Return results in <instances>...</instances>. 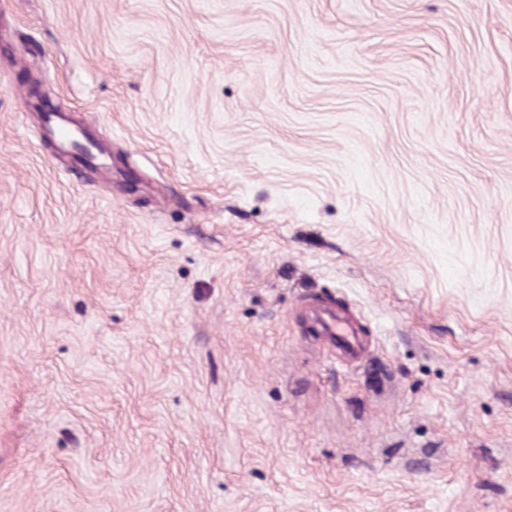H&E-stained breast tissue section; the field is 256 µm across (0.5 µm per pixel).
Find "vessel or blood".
I'll use <instances>...</instances> for the list:
<instances>
[{
	"mask_svg": "<svg viewBox=\"0 0 512 512\" xmlns=\"http://www.w3.org/2000/svg\"><path fill=\"white\" fill-rule=\"evenodd\" d=\"M43 133L54 143L57 153L77 155L93 165L100 163L104 156L100 143L91 138L85 128L74 125L66 113H47ZM305 331L352 361L361 360L369 348L364 327L355 312L330 301L320 302L308 311Z\"/></svg>",
	"mask_w": 512,
	"mask_h": 512,
	"instance_id": "b4317fda",
	"label": "vessel or blood"
}]
</instances>
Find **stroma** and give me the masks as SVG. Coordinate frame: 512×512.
<instances>
[{"instance_id": "stroma-1", "label": "stroma", "mask_w": 512, "mask_h": 512, "mask_svg": "<svg viewBox=\"0 0 512 512\" xmlns=\"http://www.w3.org/2000/svg\"><path fill=\"white\" fill-rule=\"evenodd\" d=\"M0 512H512V0H0ZM43 133L51 140L58 154L83 157L92 165L101 162L104 151L85 128L74 125L65 112H48L43 120ZM305 331L351 361L361 360L369 348L360 318L350 308H340L330 301H322L308 311Z\"/></svg>"}]
</instances>
